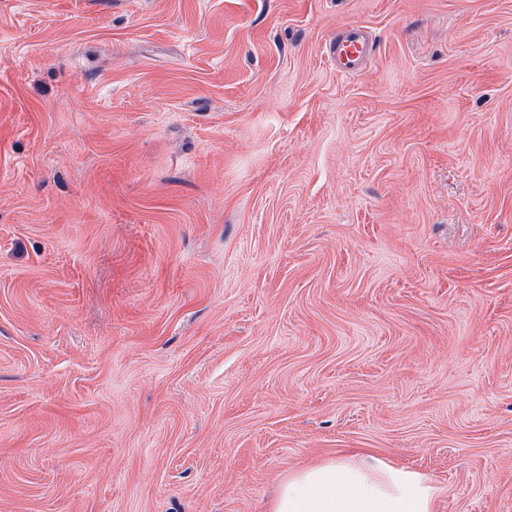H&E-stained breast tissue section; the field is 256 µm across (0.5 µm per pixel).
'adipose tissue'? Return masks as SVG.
Returning <instances> with one entry per match:
<instances>
[{
    "mask_svg": "<svg viewBox=\"0 0 512 512\" xmlns=\"http://www.w3.org/2000/svg\"><path fill=\"white\" fill-rule=\"evenodd\" d=\"M441 494L421 472L342 454L290 470L267 512H436Z\"/></svg>",
    "mask_w": 512,
    "mask_h": 512,
    "instance_id": "1",
    "label": "adipose tissue"
}]
</instances>
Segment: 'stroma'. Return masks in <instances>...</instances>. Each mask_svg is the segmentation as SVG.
<instances>
[{"mask_svg":"<svg viewBox=\"0 0 512 512\" xmlns=\"http://www.w3.org/2000/svg\"><path fill=\"white\" fill-rule=\"evenodd\" d=\"M340 453L512 512V0H0V512ZM370 51V41L364 29L349 27L336 36L330 48V58L336 62V69L353 72L364 63Z\"/></svg>","mask_w":512,"mask_h":512,"instance_id":"obj_1","label":"stroma"}]
</instances>
